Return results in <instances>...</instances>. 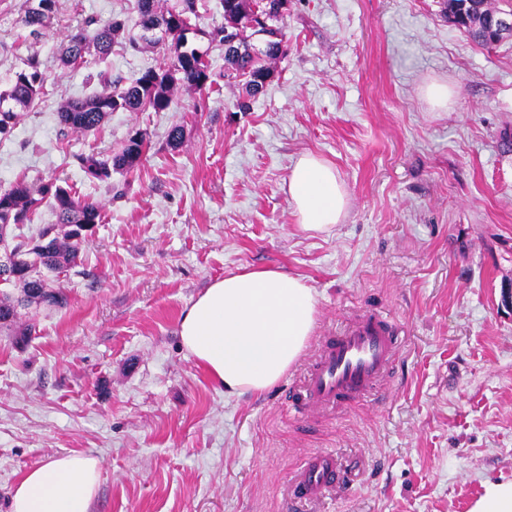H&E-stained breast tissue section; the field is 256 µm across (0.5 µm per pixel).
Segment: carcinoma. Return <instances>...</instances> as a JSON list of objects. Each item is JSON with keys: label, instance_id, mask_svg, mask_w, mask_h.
Listing matches in <instances>:
<instances>
[{"label": "carcinoma", "instance_id": "carcinoma-1", "mask_svg": "<svg viewBox=\"0 0 512 512\" xmlns=\"http://www.w3.org/2000/svg\"><path fill=\"white\" fill-rule=\"evenodd\" d=\"M47 9H33V0H24L23 26L29 36L42 37L51 24L56 0H44ZM198 0H175L167 10L157 6L156 0H137L139 39L132 47H159L165 56L164 66L149 68L128 83L109 82V91L94 93L85 98L65 102L58 112L64 133H84L101 126L113 112H163L171 107L174 91L179 85L199 91L212 84L211 64L206 53L188 46L187 34L197 29L200 19ZM278 0H219L224 23L217 29L226 44L224 79L243 82L246 99L237 102L243 111L249 109L248 99L263 92L272 70L268 62L283 54L285 33L278 23L283 20ZM512 12V0L478 4L467 0H446V12L463 17L460 29L481 46L488 45L486 33L488 17L501 12ZM126 30V20L111 18L99 21L88 17L68 35L60 61L67 68H80L86 54L93 48L101 57L112 52V44ZM265 37V47L255 51L250 45L254 36ZM45 94V77L41 62L35 54L24 62V68L7 79L0 88V134L10 133L17 113L24 112ZM148 144L140 132L130 136L122 149L115 153L77 154L76 162L90 181L107 182L112 173L128 174L139 169ZM49 202L57 218L52 234L32 245L19 241L10 249L18 259V273L0 279L2 285H22L23 298L15 299L0 291V327H10L18 315L17 307L59 305L66 302L62 289L52 287L43 272H60L75 265L79 259L78 228L100 223L99 207L77 195L66 182L49 179L39 184L19 179L0 191V243L7 241L5 231L11 224H27L44 202Z\"/></svg>", "mask_w": 512, "mask_h": 512}]
</instances>
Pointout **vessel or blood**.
Instances as JSON below:
<instances>
[{
	"instance_id": "1",
	"label": "vessel or blood",
	"mask_w": 512,
	"mask_h": 512,
	"mask_svg": "<svg viewBox=\"0 0 512 512\" xmlns=\"http://www.w3.org/2000/svg\"><path fill=\"white\" fill-rule=\"evenodd\" d=\"M399 347L398 329L386 317H352L342 331L325 336L303 378L289 388V412L318 418L364 399L392 369ZM344 483L336 454L317 451L306 456L292 476L289 497L317 503Z\"/></svg>"
}]
</instances>
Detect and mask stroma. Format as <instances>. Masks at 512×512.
Returning <instances> with one entry per match:
<instances>
[{
	"mask_svg": "<svg viewBox=\"0 0 512 512\" xmlns=\"http://www.w3.org/2000/svg\"><path fill=\"white\" fill-rule=\"evenodd\" d=\"M0 0V83L38 55L46 94L0 138V188L64 179L101 221L77 264L52 275L59 307L22 309L36 331L0 329V512L30 469L61 454L102 465L94 512H290L286 490L317 450L347 486L301 512H469L512 479V38L475 43L444 0H288L284 53L263 93L223 82L218 0L188 35L219 91L182 87L164 112L119 111L60 137L67 100L159 66L118 42L107 60L63 67L85 18L128 19L136 0H56L39 40ZM447 82L435 108L425 83ZM181 126L171 147L167 134ZM143 133L140 168L92 182L73 160ZM335 166L349 194L331 233L301 232L288 198L297 158ZM273 267L306 280L319 316L304 360L260 394H230L184 350L183 312L215 280ZM392 317L405 338L382 389L312 422L287 389L325 333L355 312Z\"/></svg>",
	"mask_w": 512,
	"mask_h": 512,
	"instance_id": "1",
	"label": "stroma"
}]
</instances>
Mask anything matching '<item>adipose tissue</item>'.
Here are the masks:
<instances>
[{
    "mask_svg": "<svg viewBox=\"0 0 512 512\" xmlns=\"http://www.w3.org/2000/svg\"><path fill=\"white\" fill-rule=\"evenodd\" d=\"M299 229L331 232L349 195L325 159L302 154L288 179ZM318 319L316 293L304 279L257 267L214 281L185 311L183 347L210 378L234 394L261 393L302 357ZM101 466L92 456L60 455L25 473L11 512H92Z\"/></svg>",
    "mask_w": 512,
    "mask_h": 512,
    "instance_id": "1",
    "label": "adipose tissue"
}]
</instances>
